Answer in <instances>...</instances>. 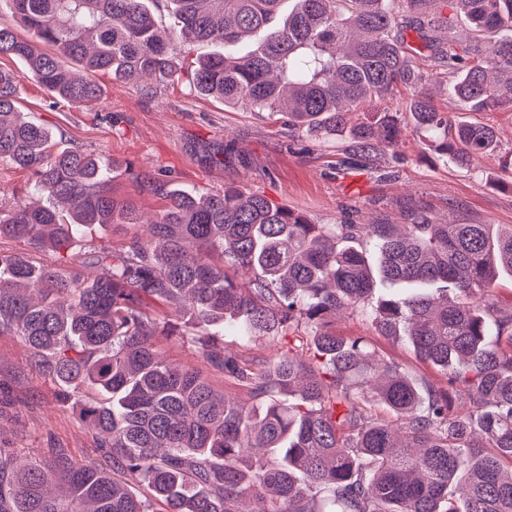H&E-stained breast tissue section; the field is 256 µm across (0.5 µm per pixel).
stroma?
I'll list each match as a JSON object with an SVG mask.
<instances>
[{"mask_svg":"<svg viewBox=\"0 0 512 512\" xmlns=\"http://www.w3.org/2000/svg\"><path fill=\"white\" fill-rule=\"evenodd\" d=\"M95 108L52 105L38 84L24 78L18 108L55 135L58 147L79 146L119 162L112 193L150 216L164 202L144 191L133 172H151L187 190H241L299 212L314 224H401L412 210L468 224H512V112H466V121L495 127L500 149L479 156L470 169L443 162L424 150L412 125L399 145L378 163L347 166L336 143L292 136L286 126L249 109L195 93L188 78L147 94L140 82L98 75ZM43 205L49 193L33 187L29 172L0 165V209L16 201ZM337 333L372 337L387 360L417 377L433 376L402 339L374 335L371 325L343 314L331 322ZM173 363L210 377L226 396L246 391L212 371L201 355L176 338H160ZM87 393L64 398L50 377L29 363L19 337L0 333V448L37 455L49 448L78 462L111 468L97 436L78 417Z\"/></svg>","mask_w":512,"mask_h":512,"instance_id":"1","label":"stroma"}]
</instances>
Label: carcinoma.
<instances>
[{"label": "carcinoma", "instance_id": "1", "mask_svg": "<svg viewBox=\"0 0 512 512\" xmlns=\"http://www.w3.org/2000/svg\"><path fill=\"white\" fill-rule=\"evenodd\" d=\"M151 1L6 0L14 22L0 16V57L24 61L57 102L88 108L98 74L164 85L180 47L244 43L190 62L197 94L375 157L401 137V116L381 104L402 86L424 145L461 168L497 152L496 132L453 121L428 81L447 77L471 112H512V0H442L448 34L419 48L398 28L432 0H292L286 13L285 0H170L167 32ZM21 81L0 70V164L30 171L53 201L16 203L0 237L61 251L88 225L138 230L70 270L0 252V331L22 337L43 373L105 397L80 418L112 454L110 472L54 449L0 457V512H151L115 472L164 512H243V500L248 512H512V306L495 292L512 278L511 224L424 211L403 226L311 224L259 194L178 190L133 171L165 201L143 222L112 196L117 164L53 151V134L18 111ZM239 268L248 281L233 278ZM381 283L390 295L376 296ZM149 301L173 306L183 340L251 402L166 361ZM339 310L404 337L436 378L417 382L370 337L336 334ZM216 323L286 338L288 350L218 353L215 335L197 331Z\"/></svg>", "mask_w": 512, "mask_h": 512}]
</instances>
